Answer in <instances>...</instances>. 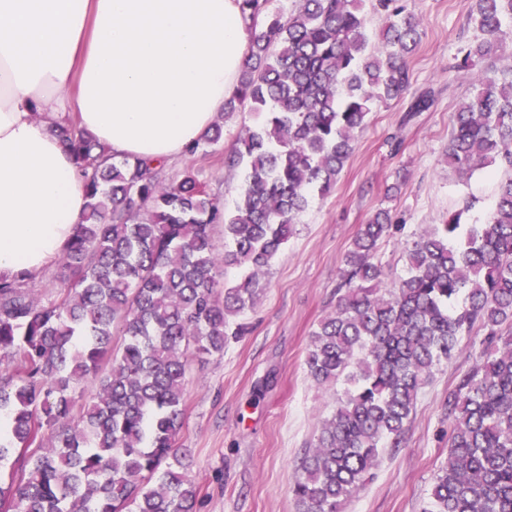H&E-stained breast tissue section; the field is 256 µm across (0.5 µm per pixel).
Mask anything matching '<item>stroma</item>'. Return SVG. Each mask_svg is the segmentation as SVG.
Returning <instances> with one entry per match:
<instances>
[{
    "label": "stroma",
    "instance_id": "1",
    "mask_svg": "<svg viewBox=\"0 0 512 512\" xmlns=\"http://www.w3.org/2000/svg\"><path fill=\"white\" fill-rule=\"evenodd\" d=\"M405 3L423 21L422 40L408 60L410 91L434 89L432 107L409 119L401 98L369 114L335 187L312 200L272 263L256 307L244 317L245 335L230 340L223 355L191 357L178 444L191 451L188 473L200 490L199 512H298L295 469L336 406L335 389L309 379L306 351L312 331L336 304L343 257L360 225L380 208L402 223L377 254L393 281L403 273L413 233L456 211L463 223H482L497 198L504 170L490 167L463 179L445 158L454 116L471 92L470 71L455 63L476 35L468 22L474 2ZM256 120L243 108L219 116L223 143L168 163L167 181L199 170L220 205L233 209L244 170L227 167L224 155ZM482 339L479 333L463 337L459 352L434 368L402 447L383 451L344 512H421L448 459V389L471 372Z\"/></svg>",
    "mask_w": 512,
    "mask_h": 512
}]
</instances>
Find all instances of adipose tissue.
I'll return each mask as SVG.
<instances>
[{
    "mask_svg": "<svg viewBox=\"0 0 512 512\" xmlns=\"http://www.w3.org/2000/svg\"><path fill=\"white\" fill-rule=\"evenodd\" d=\"M246 58L241 0H0V278L43 272L82 222L51 115H76L117 156L169 162Z\"/></svg>",
    "mask_w": 512,
    "mask_h": 512,
    "instance_id": "obj_1",
    "label": "adipose tissue"
}]
</instances>
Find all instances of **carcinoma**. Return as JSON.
Wrapping results in <instances>:
<instances>
[{"mask_svg": "<svg viewBox=\"0 0 512 512\" xmlns=\"http://www.w3.org/2000/svg\"><path fill=\"white\" fill-rule=\"evenodd\" d=\"M384 25L367 34L363 0H242L248 53L233 110L264 115L224 157L245 179L226 211L199 172L165 182V165L117 158L70 118L55 123L81 173L87 204L60 258L56 295L26 277L0 280V512H197L199 490L177 440L191 351L224 354L254 309L297 217L335 186L377 106L409 89L406 57L422 19L401 0H371ZM475 66L512 41V0H475ZM455 114L448 163L462 178L492 165L508 177L482 224L448 215L413 235L391 288L376 256L402 225L381 208L344 255L336 308L311 334L305 364L319 388L347 385L300 461L299 512H343L386 448L405 440L419 391L461 338L484 333L480 362L448 391V462L422 512H512V71L478 70ZM434 103L428 90L409 113ZM213 124L187 147L218 144ZM224 227V250L212 230ZM240 271L226 283L224 272ZM122 337L120 347L114 337ZM95 392L75 417L76 389Z\"/></svg>", "mask_w": 512, "mask_h": 512, "instance_id": "carcinoma-1", "label": "carcinoma"}]
</instances>
